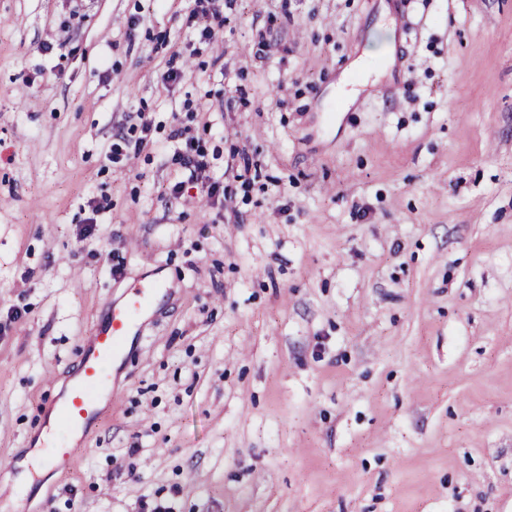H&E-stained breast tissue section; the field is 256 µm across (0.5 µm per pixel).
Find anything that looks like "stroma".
Returning a JSON list of instances; mask_svg holds the SVG:
<instances>
[{"mask_svg":"<svg viewBox=\"0 0 512 512\" xmlns=\"http://www.w3.org/2000/svg\"><path fill=\"white\" fill-rule=\"evenodd\" d=\"M197 7L0 0V512H512V0H230L215 43ZM153 268L111 404L28 477ZM146 276L128 288L119 300L111 301L95 334L81 347L72 372L53 402V425L46 429L40 448H49L51 462L72 463V438L100 416L102 405L115 396L112 364L125 355L127 336H135L152 313L155 298L167 288L165 280Z\"/></svg>","mask_w":512,"mask_h":512,"instance_id":"1","label":"stroma"}]
</instances>
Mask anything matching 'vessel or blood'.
Wrapping results in <instances>:
<instances>
[{
    "label": "vessel or blood",
    "instance_id": "1",
    "mask_svg": "<svg viewBox=\"0 0 512 512\" xmlns=\"http://www.w3.org/2000/svg\"><path fill=\"white\" fill-rule=\"evenodd\" d=\"M166 286V281L147 276L132 284L119 300L109 303L53 402L55 417L44 441L51 462L59 466L72 463L74 435L97 421L103 403L114 397L112 366L124 356L127 337L139 332Z\"/></svg>",
    "mask_w": 512,
    "mask_h": 512
}]
</instances>
